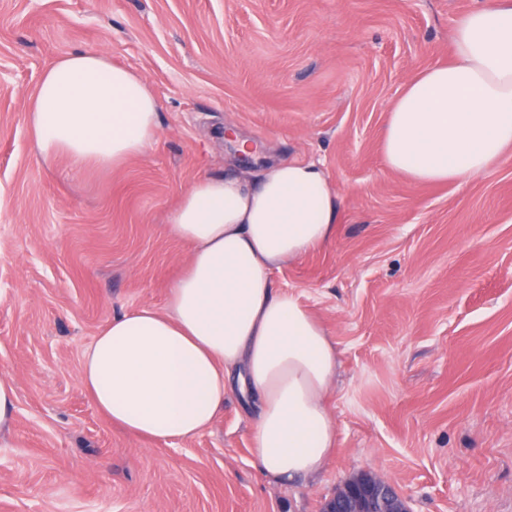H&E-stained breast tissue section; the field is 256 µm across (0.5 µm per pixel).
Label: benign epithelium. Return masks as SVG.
<instances>
[{
	"mask_svg": "<svg viewBox=\"0 0 512 512\" xmlns=\"http://www.w3.org/2000/svg\"><path fill=\"white\" fill-rule=\"evenodd\" d=\"M323 512H409L406 497L371 474L345 481Z\"/></svg>",
	"mask_w": 512,
	"mask_h": 512,
	"instance_id": "obj_1",
	"label": "benign epithelium"
}]
</instances>
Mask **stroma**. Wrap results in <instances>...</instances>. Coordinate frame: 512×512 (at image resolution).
<instances>
[{
    "label": "stroma",
    "mask_w": 512,
    "mask_h": 512,
    "mask_svg": "<svg viewBox=\"0 0 512 512\" xmlns=\"http://www.w3.org/2000/svg\"><path fill=\"white\" fill-rule=\"evenodd\" d=\"M493 2L0 0V378L17 391L0 512H321L365 473L411 512H512V152L431 185L387 170L380 141L404 85ZM82 50L160 105L152 147L113 170L43 161L28 123L43 72ZM290 159L338 195L334 240L273 274L337 344V445L319 476L278 481L239 391L193 439L153 441L79 374L112 317L164 308L189 253L166 228L180 195Z\"/></svg>",
    "instance_id": "35a3bbf8"
}]
</instances>
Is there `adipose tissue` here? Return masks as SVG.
Listing matches in <instances>:
<instances>
[{"label":"adipose tissue","mask_w":512,"mask_h":512,"mask_svg":"<svg viewBox=\"0 0 512 512\" xmlns=\"http://www.w3.org/2000/svg\"><path fill=\"white\" fill-rule=\"evenodd\" d=\"M158 111L142 77L78 51L43 73L29 120L44 161L107 169L152 146ZM380 140L387 169L416 182L493 169L512 148V0L457 24L450 61L405 85ZM337 220V193L312 162L197 180L167 216L190 248L186 270L165 310L127 311L95 336L80 373L91 402L135 435L185 439L212 425L236 382L260 405L251 452L262 472L319 474L337 440L323 396L338 351L272 274L332 240Z\"/></svg>","instance_id":"ef3b65f1"}]
</instances>
